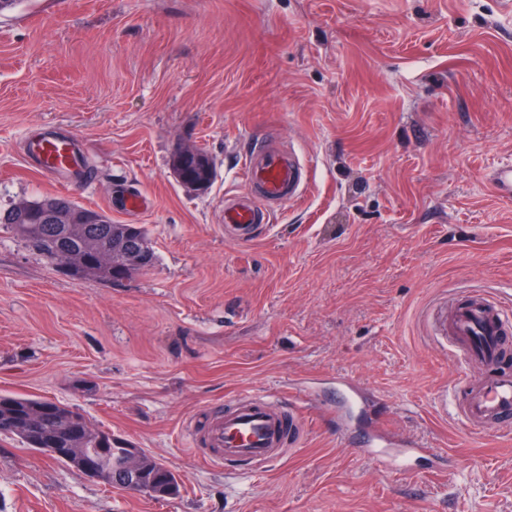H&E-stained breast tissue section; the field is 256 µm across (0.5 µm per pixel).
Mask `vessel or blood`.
<instances>
[{"label": "vessel or blood", "instance_id": "obj_1", "mask_svg": "<svg viewBox=\"0 0 512 512\" xmlns=\"http://www.w3.org/2000/svg\"><path fill=\"white\" fill-rule=\"evenodd\" d=\"M31 159L48 174L81 170V157L70 138L40 134L29 140ZM249 194L224 200V234L232 241H252L259 225L268 223L264 205L290 201L303 190L302 160L292 150L272 140L256 141L244 159ZM502 197H512V163L501 166L487 178ZM425 322L432 341L447 348L465 364L483 371L481 378L468 381L466 395L456 406L468 427H494L512 432V370L503 367L507 336L512 333L501 303L488 295L465 299L446 296L426 311ZM339 400L329 411L337 425L351 423V406L367 407L374 396L346 379H337ZM307 430L304 411L276 404L261 394L238 396L232 406L215 416L205 428L195 453L207 464L235 475L253 473L283 460L299 446ZM348 443L372 458L380 472H410L409 458L419 445L410 438L385 428L379 419L363 418L359 435Z\"/></svg>", "mask_w": 512, "mask_h": 512}]
</instances>
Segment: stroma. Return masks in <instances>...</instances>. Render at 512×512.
Segmentation results:
<instances>
[{"label":"stroma","mask_w":512,"mask_h":512,"mask_svg":"<svg viewBox=\"0 0 512 512\" xmlns=\"http://www.w3.org/2000/svg\"><path fill=\"white\" fill-rule=\"evenodd\" d=\"M72 136L78 173L25 156ZM295 146L301 199L249 244L224 237L256 138ZM192 145L204 193L176 179ZM512 0H22L0 15V207L65 196L141 224L155 265L73 278L0 224V394L82 412L180 475L179 497L107 489L0 435V512H512V434L470 429L445 393L472 373L435 346L437 299L512 311ZM146 196L142 209L127 194ZM374 393L384 423L446 455L392 478L336 434L305 386ZM308 413L268 472L225 475L194 429L238 394ZM172 167L179 180L185 175L198 185L195 188L196 192L207 191L213 183L215 176L214 162L206 153L202 158L185 160L180 153L176 152L173 156ZM492 189L502 197H512V163L501 166L486 177Z\"/></svg>","instance_id":"35a3bbf8"}]
</instances>
